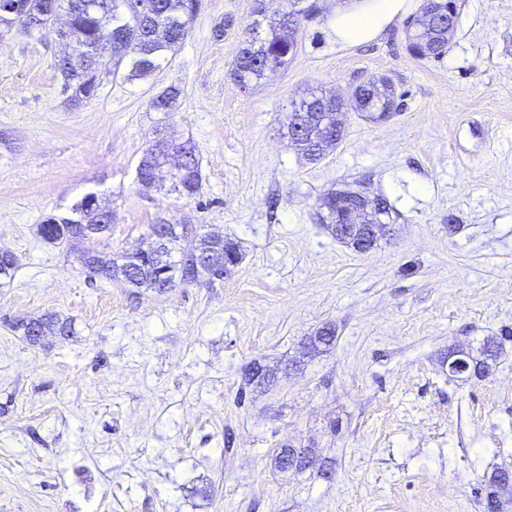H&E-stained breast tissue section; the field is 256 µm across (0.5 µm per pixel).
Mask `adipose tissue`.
<instances>
[{
    "mask_svg": "<svg viewBox=\"0 0 512 512\" xmlns=\"http://www.w3.org/2000/svg\"><path fill=\"white\" fill-rule=\"evenodd\" d=\"M415 0H349L330 18V35L344 44L377 38L395 19L411 11Z\"/></svg>",
    "mask_w": 512,
    "mask_h": 512,
    "instance_id": "ef3b65f1",
    "label": "adipose tissue"
}]
</instances>
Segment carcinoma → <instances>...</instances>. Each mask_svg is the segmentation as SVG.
Here are the masks:
<instances>
[{
    "label": "carcinoma",
    "instance_id": "1",
    "mask_svg": "<svg viewBox=\"0 0 512 512\" xmlns=\"http://www.w3.org/2000/svg\"><path fill=\"white\" fill-rule=\"evenodd\" d=\"M17 13L23 17L27 29H41L52 9H67L71 27L80 46L79 60H58L56 68L62 77L63 91L68 101L78 105L96 95L99 83L93 73L100 67L99 50L109 47L112 59V75L125 73L128 79H144L161 68L168 54H173L185 39L196 17L191 0H15ZM276 0H254L253 21L245 28V37L233 62L231 71L235 81L244 89L262 80L266 72L283 67L295 56L302 40V23H290L288 13L274 7ZM407 49L420 59H439L448 52L450 37L432 29L406 30ZM401 96L392 78L369 76L356 85L354 94L346 101L338 102L323 94V89L309 88L299 100L292 102V114L308 113L309 127L303 138L292 141L298 154L315 163L336 148V140L328 136L327 127L321 124L323 117L336 112H361L372 116L378 112H398ZM170 143L155 140L147 149L136 168V180L143 184L150 179L161 159L168 156ZM180 155L182 170L170 181V188L180 186V195L192 197L199 193L202 172L196 147L185 142L175 147ZM349 200L355 192L334 191L322 198L318 222L336 232V225L345 223L344 209L334 207L336 195ZM94 194H86L71 207L67 217H50L38 227L40 237L49 243H77L81 236L76 229L99 225L103 228L116 221V214L98 213L88 206ZM157 225L166 230L162 249L167 254L177 252L178 260H169L168 268H157L138 252L122 256L123 262L107 255H98L95 265L87 271L106 280H122L130 288L165 291L176 281L186 285L210 287L230 275L242 261L239 245L226 238L214 239L200 234L191 249L179 246L184 238V225L159 220ZM67 332V324L53 317L32 318L17 323L14 329L36 342L35 332L45 329ZM336 341V327L327 323L302 343L301 356L293 363L297 367L312 353L329 348ZM504 350L501 339L490 337L484 341L479 356L466 353L477 376L495 364ZM269 384V374L261 365L253 363L243 368L240 397L246 389L253 391ZM512 478L507 470H495L484 477L485 496L481 500L483 512H504L506 502L498 496L502 481Z\"/></svg>",
    "mask_w": 512,
    "mask_h": 512
}]
</instances>
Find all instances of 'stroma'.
I'll return each mask as SVG.
<instances>
[{
    "instance_id": "1",
    "label": "stroma",
    "mask_w": 512,
    "mask_h": 512,
    "mask_svg": "<svg viewBox=\"0 0 512 512\" xmlns=\"http://www.w3.org/2000/svg\"><path fill=\"white\" fill-rule=\"evenodd\" d=\"M333 2L247 89L230 69L252 0H205L154 76L104 74L78 107L54 29L0 39V251L18 262L0 278V512H482L484 474L512 471V340L489 376L448 374L450 351L512 330V0H458L439 60L408 53L402 18L332 40ZM372 74L400 112L347 113L336 148L301 160L281 135L291 101ZM160 136L196 145L195 197L138 185ZM361 181L395 209L365 254L316 221L324 193ZM90 192L117 220L84 248L121 257L165 219L222 232L243 260L210 288L131 295L38 235ZM51 313L69 335L14 329ZM327 322L330 351L239 399L245 365L285 367ZM285 443L332 478L280 472Z\"/></svg>"
}]
</instances>
